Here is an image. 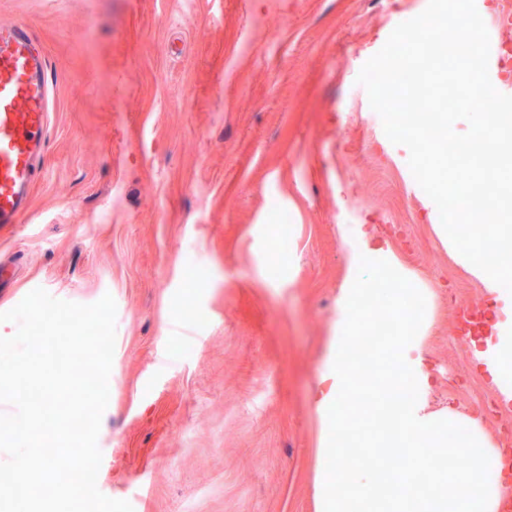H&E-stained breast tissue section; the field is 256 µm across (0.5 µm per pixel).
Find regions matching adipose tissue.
I'll use <instances>...</instances> for the list:
<instances>
[{
    "label": "adipose tissue",
    "mask_w": 512,
    "mask_h": 512,
    "mask_svg": "<svg viewBox=\"0 0 512 512\" xmlns=\"http://www.w3.org/2000/svg\"><path fill=\"white\" fill-rule=\"evenodd\" d=\"M433 233L447 249L450 259L476 281L484 293L495 296L503 281L512 279V225L495 224L472 234L461 245L460 228L436 224ZM428 287L408 269L393 245L364 233L348 244L339 304L343 311L336 323L327 374L330 384L314 404L320 425L321 447L349 448L353 441L340 432L344 421L363 427L365 448L393 449L398 471L359 467L353 478L352 496L338 499L331 489L342 465L320 472L321 512H497L500 486H478L475 494L464 491L463 480L439 463V455L454 447L472 458L476 470L492 465L496 443L480 418H469V428L457 434L462 420L453 409H430L426 395L432 374L423 356L429 323L427 312L414 310L419 295ZM383 308L396 320V346L369 352L352 349L361 316ZM477 362L486 363L498 399L512 400V326L502 325L497 336L475 349ZM428 468L432 485L427 495L393 497L395 483H407L421 468Z\"/></svg>",
    "instance_id": "ef3b65f1"
}]
</instances>
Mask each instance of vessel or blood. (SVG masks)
I'll return each mask as SVG.
<instances>
[{
    "label": "vessel or blood",
    "mask_w": 512,
    "mask_h": 512,
    "mask_svg": "<svg viewBox=\"0 0 512 512\" xmlns=\"http://www.w3.org/2000/svg\"><path fill=\"white\" fill-rule=\"evenodd\" d=\"M490 35L489 76L501 93L512 95V42L501 30L512 18L492 16L488 0H475ZM51 71L27 24L0 25V227L24 223L36 179L43 170L52 109ZM462 334L479 330L493 336L497 327L479 307L460 317Z\"/></svg>",
    "instance_id": "obj_1"
}]
</instances>
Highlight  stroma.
I'll return each mask as SVG.
<instances>
[{
    "instance_id": "obj_1",
    "label": "stroma",
    "mask_w": 512,
    "mask_h": 512,
    "mask_svg": "<svg viewBox=\"0 0 512 512\" xmlns=\"http://www.w3.org/2000/svg\"><path fill=\"white\" fill-rule=\"evenodd\" d=\"M419 0H0L48 59L47 173L0 227V312L33 289L116 302L97 485L134 512H318L312 402L345 239L389 240L430 288L427 398L503 412L455 317L484 302L437 210L356 113L357 77ZM292 218L277 232L280 212ZM199 270L188 283L185 256Z\"/></svg>"
}]
</instances>
